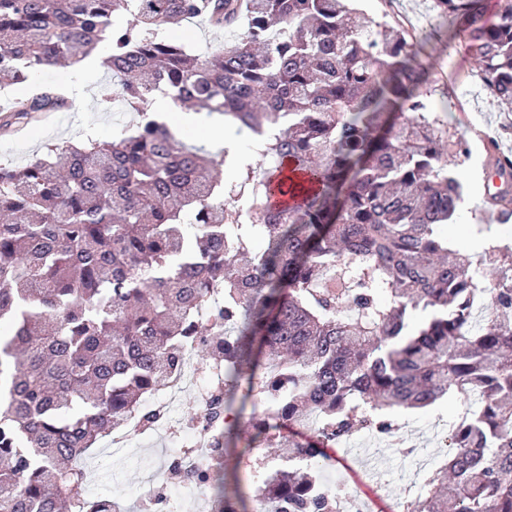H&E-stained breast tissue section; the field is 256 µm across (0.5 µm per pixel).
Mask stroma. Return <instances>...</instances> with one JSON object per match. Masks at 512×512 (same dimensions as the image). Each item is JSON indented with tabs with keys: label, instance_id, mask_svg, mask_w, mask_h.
Segmentation results:
<instances>
[{
	"label": "stroma",
	"instance_id": "stroma-1",
	"mask_svg": "<svg viewBox=\"0 0 512 512\" xmlns=\"http://www.w3.org/2000/svg\"><path fill=\"white\" fill-rule=\"evenodd\" d=\"M357 7L373 21H400L417 36L425 57L433 64L429 77L432 93L425 102L429 111L447 120L459 143L458 161L467 174L463 194L470 200L467 211L457 212L452 223L441 226L442 236L454 245L462 235L463 225L482 224L491 228L500 244L512 246V223H498L486 204L482 183L470 175L476 158L482 154L477 131H490L499 149L512 154V112L499 108L474 58L465 44L454 38L446 18L434 10L432 0H358ZM111 82V76L103 69L79 74L70 66L60 65L41 71L38 85L73 87L81 104L39 115L20 130L0 132V165L21 166L46 152L51 145L74 143L89 136L109 140L135 127L139 114L105 97L104 92ZM462 409V404L451 397L423 409L396 413L400 434L408 444L424 449L429 469H436L445 462L437 423H453ZM353 441L350 448H340L333 443L325 448L326 453L334 457L333 471L327 476L331 487L361 498L373 495L378 512H402L409 489L420 483L408 468L409 456L398 452L393 438L379 443L365 430L356 433ZM170 454V448L165 447L157 434L134 437L127 447L117 450L94 448L86 463L97 471L99 478L87 488V498L95 500L120 493L126 503H133L148 488L150 480H165ZM278 455L275 448L263 445L253 448L243 440L232 442L224 464L227 490L240 492L245 500H252L254 459L269 460Z\"/></svg>",
	"mask_w": 512,
	"mask_h": 512
}]
</instances>
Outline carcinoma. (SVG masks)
Listing matches in <instances>:
<instances>
[{
  "instance_id": "obj_1",
  "label": "carcinoma",
  "mask_w": 512,
  "mask_h": 512,
  "mask_svg": "<svg viewBox=\"0 0 512 512\" xmlns=\"http://www.w3.org/2000/svg\"><path fill=\"white\" fill-rule=\"evenodd\" d=\"M433 4L512 112V2L495 24L484 0ZM197 17L241 33L204 56L162 36ZM102 44L134 111L159 93L269 132L258 153L270 170L226 182L223 152L154 119L0 166V512H127L86 500L81 461L134 414L153 426L143 397L188 347L224 365L214 456L243 435L309 460L265 483L257 509L333 512L335 493L311 495L326 444L391 434L394 410L454 394L448 463L404 512H512V322L499 320L512 313V248L487 241L488 283L439 233L461 183L415 38L352 0H0V86ZM65 104L39 87L0 109V128ZM496 176L489 202L507 224L512 163ZM243 387L266 417L243 420ZM312 416L306 445L270 424Z\"/></svg>"
}]
</instances>
